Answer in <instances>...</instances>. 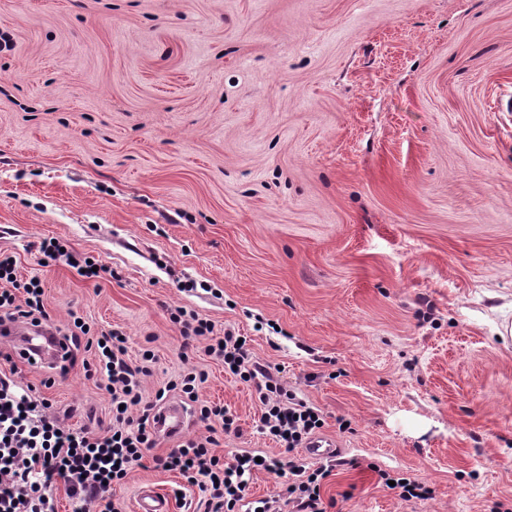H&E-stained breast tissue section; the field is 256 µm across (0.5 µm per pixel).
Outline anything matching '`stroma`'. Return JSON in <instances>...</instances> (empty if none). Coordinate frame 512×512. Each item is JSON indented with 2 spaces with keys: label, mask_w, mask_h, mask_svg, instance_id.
Listing matches in <instances>:
<instances>
[{
  "label": "stroma",
  "mask_w": 512,
  "mask_h": 512,
  "mask_svg": "<svg viewBox=\"0 0 512 512\" xmlns=\"http://www.w3.org/2000/svg\"><path fill=\"white\" fill-rule=\"evenodd\" d=\"M111 268L89 281L38 245ZM0 254L42 282L56 327L155 355L147 399L186 366L228 408L224 460L289 453L252 387L171 309L231 328L316 408L343 466L326 512H512V0H0ZM70 428L112 424L81 367L0 372ZM158 438L112 490L200 512ZM430 488L402 500L380 472Z\"/></svg>",
  "instance_id": "obj_1"
}]
</instances>
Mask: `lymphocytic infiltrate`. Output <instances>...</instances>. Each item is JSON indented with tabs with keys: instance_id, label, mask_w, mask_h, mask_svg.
I'll return each mask as SVG.
<instances>
[{
	"instance_id": "obj_1",
	"label": "lymphocytic infiltrate",
	"mask_w": 512,
	"mask_h": 512,
	"mask_svg": "<svg viewBox=\"0 0 512 512\" xmlns=\"http://www.w3.org/2000/svg\"><path fill=\"white\" fill-rule=\"evenodd\" d=\"M0 316L32 325L46 323L44 289L37 279L19 281L16 263L0 257ZM185 342L207 339L206 354L223 362L225 373L255 387L263 405L260 431L288 450L303 447L318 430L319 414L306 403L287 396L278 379L252 360L246 344L235 332L213 333L210 321L182 309L171 312ZM90 329L74 321L64 339L70 343L67 358L80 347L93 349L95 374L112 397V425L100 433H78L50 413L49 401L28 385L9 376L0 377V512H56L53 490L64 483L78 512H118L110 498L113 485L121 483L129 471L141 465L156 441L148 428L156 407L142 393L141 378L153 361L144 350L140 363L127 356V338L118 331L91 339ZM207 380L205 372L190 368L170 382L191 401L199 402L202 419L218 422L223 431L235 430L236 419L227 409L200 401L199 392ZM218 441L213 436L190 439L157 457L164 469L178 472L187 483L204 488V512H325L321 498L323 481L330 476L328 466L311 468L301 458L287 467L274 459H255L251 454L221 461L213 452ZM277 472L280 482L275 494L247 505L246 490L255 471Z\"/></svg>"
}]
</instances>
